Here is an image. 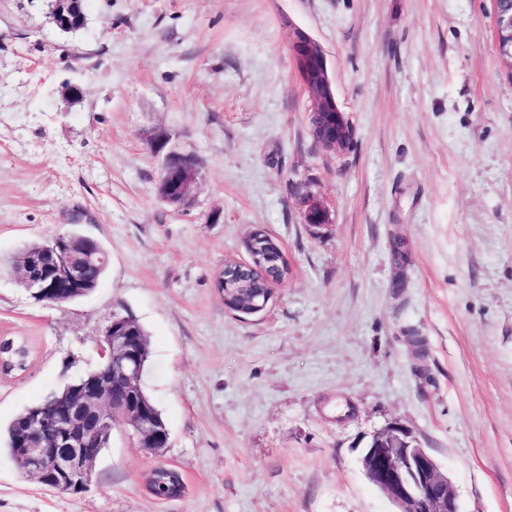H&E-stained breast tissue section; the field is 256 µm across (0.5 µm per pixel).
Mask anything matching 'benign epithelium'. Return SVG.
<instances>
[{
	"instance_id": "obj_1",
	"label": "benign epithelium",
	"mask_w": 512,
	"mask_h": 512,
	"mask_svg": "<svg viewBox=\"0 0 512 512\" xmlns=\"http://www.w3.org/2000/svg\"><path fill=\"white\" fill-rule=\"evenodd\" d=\"M82 0H51L49 17L62 33L79 31L86 24ZM494 43L499 59L512 79V0H494ZM292 58L308 96L309 125L315 147L344 154L354 145V130L341 110L328 71L326 52L308 33L298 29ZM201 173L193 153L167 152L157 185L160 200L176 208L192 202ZM303 221L313 228L332 223L330 210L315 197L305 201ZM108 262L103 247L88 237L66 236L41 254L22 257L16 277L35 300L69 303L86 292L90 269ZM251 263L230 264L217 282L233 289L229 278L247 273ZM102 362L81 376L67 394L31 411L14 437V459L24 473L49 489L73 493L90 487L104 440L121 422L140 448L159 453L167 447L169 431L158 427L154 414L141 399V347L138 325L124 317L105 329ZM371 484L396 506L397 512H461L448 476L412 433L392 423L374 433L360 457Z\"/></svg>"
}]
</instances>
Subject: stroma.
Returning a JSON list of instances; mask_svg holds the SVG:
<instances>
[{"label": "stroma", "instance_id": "obj_1", "mask_svg": "<svg viewBox=\"0 0 512 512\" xmlns=\"http://www.w3.org/2000/svg\"><path fill=\"white\" fill-rule=\"evenodd\" d=\"M70 35L44 0H0V427L98 362L113 313L145 329L142 387L169 429L115 425L90 488L49 490L0 450V512H396L361 450L397 423L461 512H512V79L492 0H85ZM325 50L351 150L316 149L292 56ZM81 88L64 99V84ZM195 153L191 205L160 201V156ZM330 210L313 228L307 195ZM76 231L97 289L34 301L3 266ZM261 230L288 266L264 310L217 280ZM179 472L183 494L149 492ZM9 339H5L1 344V354L4 356V360L1 363L0 372L8 375L14 371L11 362L15 364V368H22L25 364L26 357L28 356V349L23 346L11 345L8 342ZM21 348V349H20ZM20 349L18 352L17 350ZM11 361H9V360Z\"/></svg>", "mask_w": 512, "mask_h": 512}]
</instances>
